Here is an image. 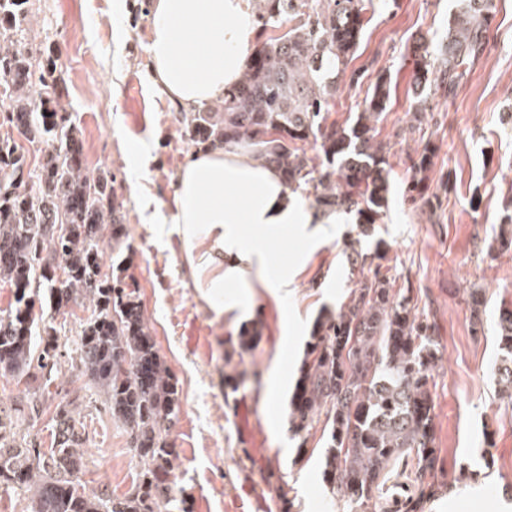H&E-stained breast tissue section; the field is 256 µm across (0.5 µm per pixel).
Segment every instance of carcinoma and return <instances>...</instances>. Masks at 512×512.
Instances as JSON below:
<instances>
[{"instance_id":"cac0c4a2","label":"carcinoma","mask_w":512,"mask_h":512,"mask_svg":"<svg viewBox=\"0 0 512 512\" xmlns=\"http://www.w3.org/2000/svg\"><path fill=\"white\" fill-rule=\"evenodd\" d=\"M256 2L262 33L251 64L222 103L182 113L185 134L203 146L248 147L291 190L308 191L318 213L354 215L349 260L362 272L385 259L388 248L382 239L372 251L355 245L375 236L388 205L390 145L379 138L378 124L390 101L389 78L378 76L363 108L345 122L331 114L338 86L364 73L349 65L373 0ZM492 7V0H458L447 35L418 46L417 125L431 94L454 90L485 50ZM28 15V0H0L3 119L30 143L58 145L31 170L11 134L0 138V284L14 288V303L0 311V372L25 384L22 396L0 407V489L30 492V512H174L185 504L171 494L178 455L166 435L181 414L178 380L158 352L138 287L127 282L134 249L116 180L87 169L80 130L60 106L67 87L53 56L16 39ZM36 80L44 87L37 101L31 96ZM434 155L427 142L409 157L404 194L413 201L424 199ZM34 283L47 288L54 313L86 312L75 319L76 368L104 394L112 419L147 461L121 496L82 480L80 395L57 402L50 390L62 353L54 320L43 319L41 300L28 295ZM497 346V384L512 397L511 310L500 315ZM436 350L428 317L378 271L358 280L338 311L316 319L289 422L297 435L323 423V482L338 508L393 512L388 502L373 500V492L405 452L415 455L419 478L435 475L430 382ZM49 409L48 448L16 439V426L38 423ZM420 486L418 498L401 505L404 512H424L440 488L433 481Z\"/></svg>"}]
</instances>
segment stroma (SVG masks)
Listing matches in <instances>:
<instances>
[{
  "label": "stroma",
  "instance_id": "obj_1",
  "mask_svg": "<svg viewBox=\"0 0 512 512\" xmlns=\"http://www.w3.org/2000/svg\"><path fill=\"white\" fill-rule=\"evenodd\" d=\"M483 54L451 94L428 101L419 131L409 132L414 98L410 57L417 39L436 42L448 29L455 0H375L353 68L358 84H342L333 119L356 111L376 75L390 73L392 99L380 125L391 144V193L377 234L389 246L380 272L408 289L413 304L435 325L438 342L431 393L438 481L447 493L427 512H490L512 496V400L495 383L496 321L512 309V251L491 245L512 198V0H493ZM153 0H30L23 35L29 48H48L67 85L63 105L81 128L86 166L115 174L122 188L125 227L135 255L130 272L161 357L179 380L181 414L169 438L179 457L178 485L191 512H335L324 486L321 428L294 436L289 402L317 316L346 302L360 277L343 241L350 216L339 214L324 239L285 235L267 259H287L289 294L248 289L249 314H219L194 288L183 245L167 223L177 168L194 145L178 107L150 81L146 45ZM437 146L431 192L441 201L427 218L403 194L409 154L426 141ZM479 196V207L470 199ZM482 288L483 327L474 330L467 292ZM255 331L248 349L241 331ZM244 377L238 391L225 386ZM64 387L82 397L88 487L126 493L144 467L113 421L103 395L70 359ZM387 499L412 496L416 460L404 454L387 468Z\"/></svg>",
  "mask_w": 512,
  "mask_h": 512
}]
</instances>
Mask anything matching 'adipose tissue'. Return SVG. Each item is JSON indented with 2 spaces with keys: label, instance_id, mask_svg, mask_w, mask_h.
Returning a JSON list of instances; mask_svg holds the SVG:
<instances>
[{
  "label": "adipose tissue",
  "instance_id": "1",
  "mask_svg": "<svg viewBox=\"0 0 512 512\" xmlns=\"http://www.w3.org/2000/svg\"><path fill=\"white\" fill-rule=\"evenodd\" d=\"M257 36L252 0H154L147 47L152 81L187 112L221 103L250 63ZM170 212L199 288H247L256 278L287 291L293 282L287 264L266 275L268 241L290 231L312 239L322 231L305 215L299 193L238 147L188 155Z\"/></svg>",
  "mask_w": 512,
  "mask_h": 512
}]
</instances>
